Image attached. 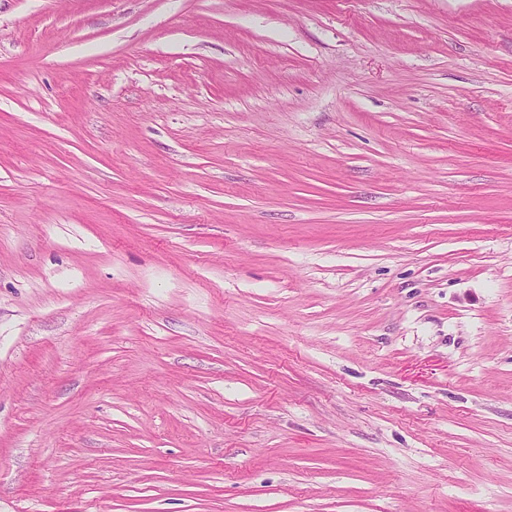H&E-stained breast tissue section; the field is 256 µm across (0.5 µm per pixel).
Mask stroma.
<instances>
[{"label":"stroma","mask_w":512,"mask_h":512,"mask_svg":"<svg viewBox=\"0 0 512 512\" xmlns=\"http://www.w3.org/2000/svg\"><path fill=\"white\" fill-rule=\"evenodd\" d=\"M0 512H512V0H0Z\"/></svg>","instance_id":"stroma-1"}]
</instances>
